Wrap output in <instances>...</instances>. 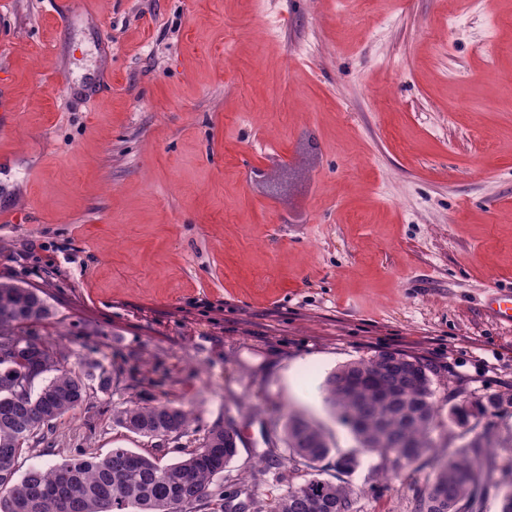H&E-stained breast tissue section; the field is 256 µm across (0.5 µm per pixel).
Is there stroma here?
I'll return each instance as SVG.
<instances>
[{
    "label": "stroma",
    "mask_w": 512,
    "mask_h": 512,
    "mask_svg": "<svg viewBox=\"0 0 512 512\" xmlns=\"http://www.w3.org/2000/svg\"><path fill=\"white\" fill-rule=\"evenodd\" d=\"M10 0L0 8V282L43 289L40 331L92 389L21 469L79 450L165 462L116 426L128 400L234 421L224 485L254 486L273 418L356 451L323 383L381 350L422 359L439 456L452 407L512 398V0ZM467 13L466 27L449 25ZM165 62L154 65L155 51ZM293 178L268 192L283 169ZM292 471L407 512L433 475L374 454ZM485 311L499 321L512 322V290L497 288L488 294Z\"/></svg>",
    "instance_id": "obj_1"
}]
</instances>
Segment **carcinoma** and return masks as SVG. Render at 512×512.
<instances>
[{
    "label": "carcinoma",
    "instance_id": "1",
    "mask_svg": "<svg viewBox=\"0 0 512 512\" xmlns=\"http://www.w3.org/2000/svg\"><path fill=\"white\" fill-rule=\"evenodd\" d=\"M53 315L44 291L0 283V512H199L211 503L220 512H359L358 493L345 484L313 477L299 485L278 473L286 488L265 501L241 487L233 492L214 483L237 451L239 433L233 422L203 432L198 444L186 448L173 463L129 448L106 453L83 449L52 466H32L18 474L22 453L45 439V429L90 396V382L112 387V372L100 361L75 373L62 351L40 338L38 327ZM371 358L343 364L325 379L326 401L349 428L357 447L376 453V473L396 477L401 468L433 452L432 432L439 423L431 379L418 380L422 361L406 371H380L371 382L361 379ZM49 374L38 392L37 380ZM512 399L491 395L463 407L453 422L472 438L448 454L414 495L410 512H484L485 478L493 472L512 473V460L499 464L488 449L500 446L489 419ZM126 431L149 439L181 438L189 433L190 413L172 401L130 404L113 412ZM266 443L268 461L254 483L272 468H283L275 448L288 449V464L313 466L332 451L322 428L297 414L271 422Z\"/></svg>",
    "mask_w": 512,
    "mask_h": 512
}]
</instances>
